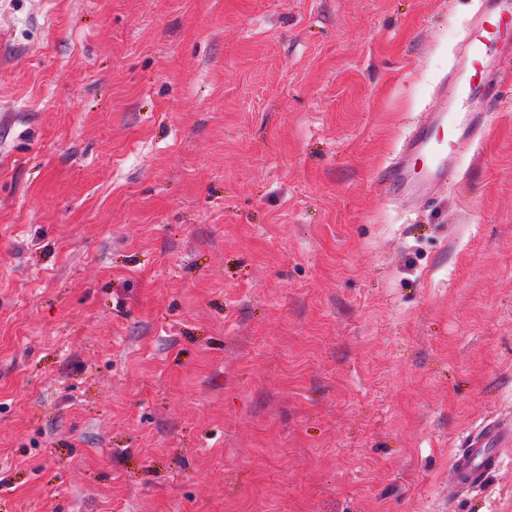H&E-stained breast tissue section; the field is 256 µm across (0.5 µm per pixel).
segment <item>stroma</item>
<instances>
[{"label": "stroma", "mask_w": 512, "mask_h": 512, "mask_svg": "<svg viewBox=\"0 0 512 512\" xmlns=\"http://www.w3.org/2000/svg\"><path fill=\"white\" fill-rule=\"evenodd\" d=\"M478 0H0V512H512V86L377 174ZM512 444V423L492 421L473 433L454 459L457 484L463 488L481 485L501 464V448Z\"/></svg>", "instance_id": "1"}]
</instances>
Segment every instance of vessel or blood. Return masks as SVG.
<instances>
[{
    "label": "vessel or blood",
    "instance_id": "1",
    "mask_svg": "<svg viewBox=\"0 0 512 512\" xmlns=\"http://www.w3.org/2000/svg\"><path fill=\"white\" fill-rule=\"evenodd\" d=\"M512 28V0H480L477 13L454 45L444 82L454 88L451 99L441 100L425 112L406 133L401 147L379 172L393 201L413 203L433 199L440 185L454 181L459 147L485 137L489 110L498 101L512 73L488 78V62L500 53L504 31ZM480 96L484 110L470 112L464 105ZM512 446V423L492 421L473 433L455 458L453 470L463 488L481 485L501 464V451Z\"/></svg>",
    "mask_w": 512,
    "mask_h": 512
}]
</instances>
